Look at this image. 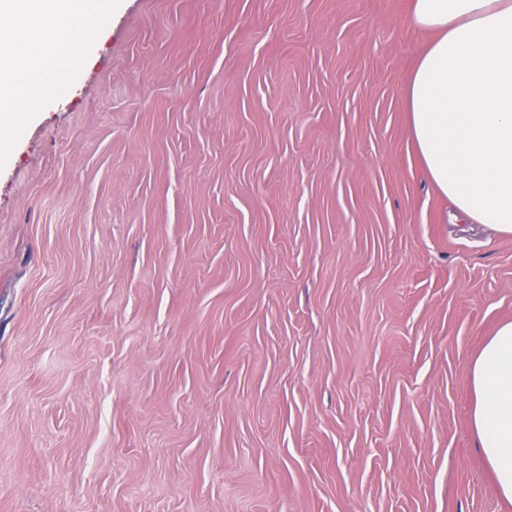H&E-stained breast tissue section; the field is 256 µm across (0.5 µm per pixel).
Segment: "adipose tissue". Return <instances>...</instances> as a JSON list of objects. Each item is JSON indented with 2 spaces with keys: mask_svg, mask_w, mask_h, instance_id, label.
Listing matches in <instances>:
<instances>
[{
  "mask_svg": "<svg viewBox=\"0 0 512 512\" xmlns=\"http://www.w3.org/2000/svg\"><path fill=\"white\" fill-rule=\"evenodd\" d=\"M432 39L404 90L416 151L461 218L512 234V0H410ZM470 418L512 503V322L471 367Z\"/></svg>",
  "mask_w": 512,
  "mask_h": 512,
  "instance_id": "adipose-tissue-1",
  "label": "adipose tissue"
}]
</instances>
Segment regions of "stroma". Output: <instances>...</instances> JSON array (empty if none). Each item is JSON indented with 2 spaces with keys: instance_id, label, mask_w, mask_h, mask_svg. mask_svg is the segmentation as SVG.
<instances>
[{
  "instance_id": "1",
  "label": "stroma",
  "mask_w": 512,
  "mask_h": 512,
  "mask_svg": "<svg viewBox=\"0 0 512 512\" xmlns=\"http://www.w3.org/2000/svg\"><path fill=\"white\" fill-rule=\"evenodd\" d=\"M408 15L120 0L0 168V512H512V235L416 153ZM470 418L500 497L512 503V322L501 325L471 367Z\"/></svg>"
}]
</instances>
